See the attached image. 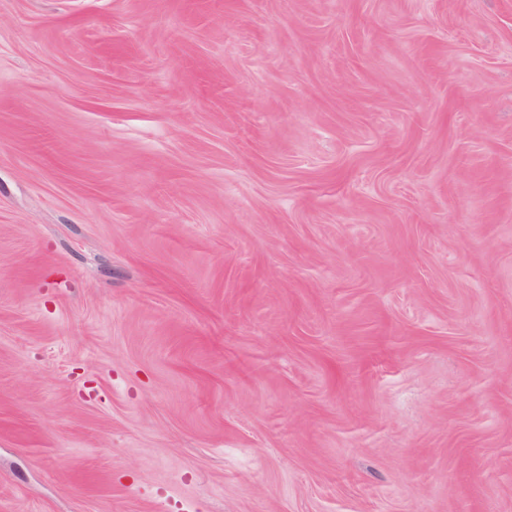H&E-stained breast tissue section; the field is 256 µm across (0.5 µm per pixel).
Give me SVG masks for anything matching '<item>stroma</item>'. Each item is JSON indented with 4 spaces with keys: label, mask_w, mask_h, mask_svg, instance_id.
Returning <instances> with one entry per match:
<instances>
[{
    "label": "stroma",
    "mask_w": 512,
    "mask_h": 512,
    "mask_svg": "<svg viewBox=\"0 0 512 512\" xmlns=\"http://www.w3.org/2000/svg\"><path fill=\"white\" fill-rule=\"evenodd\" d=\"M0 512H512V0H0Z\"/></svg>",
    "instance_id": "35a3bbf8"
}]
</instances>
